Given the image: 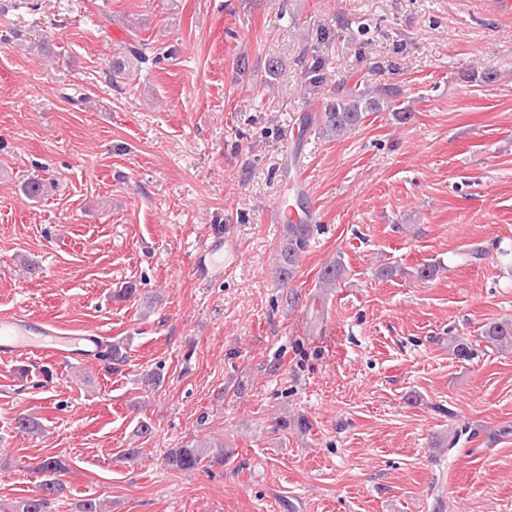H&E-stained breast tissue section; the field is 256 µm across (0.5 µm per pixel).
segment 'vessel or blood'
<instances>
[{"label": "vessel or blood", "instance_id": "1", "mask_svg": "<svg viewBox=\"0 0 512 512\" xmlns=\"http://www.w3.org/2000/svg\"><path fill=\"white\" fill-rule=\"evenodd\" d=\"M102 350L101 338L91 330L72 333L20 312L0 316V354L34 352L63 361H86L97 358Z\"/></svg>", "mask_w": 512, "mask_h": 512}]
</instances>
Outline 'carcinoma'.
Returning <instances> with one entry per match:
<instances>
[{"mask_svg": "<svg viewBox=\"0 0 512 512\" xmlns=\"http://www.w3.org/2000/svg\"><path fill=\"white\" fill-rule=\"evenodd\" d=\"M127 54L140 64H153L156 57L146 53L145 44L130 43ZM345 81L336 85V96L323 105L321 113L311 117V122L319 126V132L329 137H341L355 130L362 123L367 112H381L385 109L395 111L400 120L408 118V113L397 111L398 98L402 90L388 84L366 82L365 87L344 89ZM313 233L311 224L284 225L283 239L278 261L275 266L276 278L282 284L294 279L300 258L309 246ZM346 276V269L341 260L326 263L318 275V286L325 289L337 287ZM484 341L496 349H512V319L501 320L488 325L482 333ZM102 358L113 365H120L127 360L126 345L116 341L106 345ZM164 465L176 472L194 471L200 467L224 465V453H212L206 442L187 441L178 448L165 452ZM37 471L45 474V480L39 485L37 494L20 503L17 512H51L52 501L63 490L61 476L68 472L66 465L56 457H48L38 464Z\"/></svg>", "mask_w": 512, "mask_h": 512, "instance_id": "cac0c4a2", "label": "carcinoma"}]
</instances>
